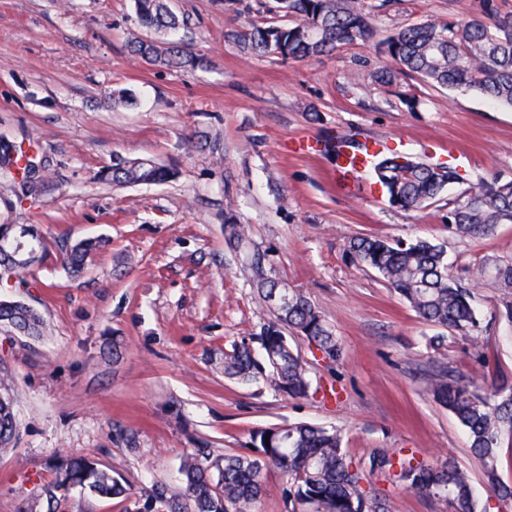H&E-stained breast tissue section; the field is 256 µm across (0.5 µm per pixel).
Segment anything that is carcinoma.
<instances>
[{"label":"carcinoma","instance_id":"cac0c4a2","mask_svg":"<svg viewBox=\"0 0 512 512\" xmlns=\"http://www.w3.org/2000/svg\"><path fill=\"white\" fill-rule=\"evenodd\" d=\"M138 25L146 32L164 34L179 26L169 0H133ZM277 10L291 23H254L232 34L246 53L305 61L318 58L340 45L355 44L372 33L364 0H277ZM489 20H427L395 26L384 40L392 65L376 72L383 84H393L400 74L417 75L425 84L450 91H473L489 101L512 108V13L493 11ZM132 54L149 64L194 67L199 60L176 44L166 48L155 37L134 35ZM37 145L0 143V178L19 197L39 198L54 184L48 164L39 163ZM399 156H373L371 169L389 203L404 211L429 207L448 185L461 180L446 163L421 164ZM178 171L152 158L120 157L100 173V179L120 187L167 183ZM500 224H512V181H495L473 187L448 201V228L459 238L488 237ZM15 230L0 224V288L28 287L23 273L48 260L50 252L41 232L27 226L25 241L33 256L10 263ZM104 246L100 239H85L65 246L62 261L73 273L83 271ZM348 253L361 266L377 272L416 315L443 333L429 338L438 350L448 339L462 337L477 342L480 328L473 306V288L494 271L493 277L512 288V261L465 268L464 276L450 273L444 244L433 239L389 241L378 236L356 237ZM245 272L259 303L272 318L260 332L224 350V378L236 383L269 379L291 399L309 396L307 361L294 348L288 332L303 336L333 361L342 355L338 338L320 311L302 293L273 278L267 254L249 251ZM0 327L16 335L40 337L42 315L28 304L0 299ZM434 400L447 408L465 428L471 453L482 466L483 477L501 501H512V483L500 478L501 445L512 439V384L503 382L489 393L465 381L460 373L441 363L429 374ZM11 377L0 367V450L10 448L19 435L11 397ZM247 452L212 458L192 451L180 465L181 486L156 490L142 512H255L263 493L262 475L268 467L285 479L283 496L289 512H393V501L373 485L378 478L399 483L403 489L443 498L452 512H481L471 477L453 462L419 461L400 448L373 451L366 461L352 458L343 446L342 430L296 422L249 432ZM55 478L43 487L48 505L67 498L72 489L87 488L103 498L126 494L122 482L89 457L57 458Z\"/></svg>","mask_w":512,"mask_h":512}]
</instances>
